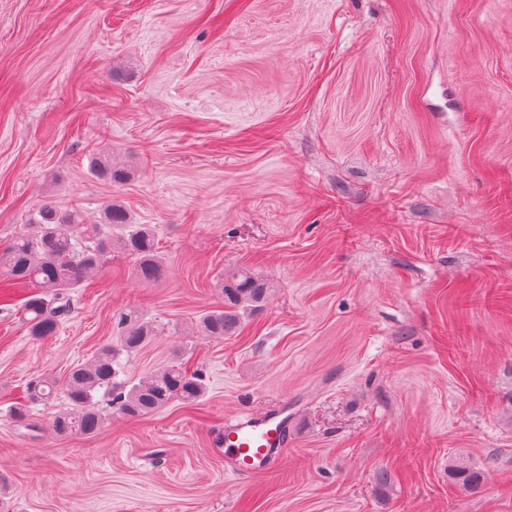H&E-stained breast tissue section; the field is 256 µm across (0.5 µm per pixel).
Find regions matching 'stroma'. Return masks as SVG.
<instances>
[{"instance_id":"1","label":"stroma","mask_w":512,"mask_h":512,"mask_svg":"<svg viewBox=\"0 0 512 512\" xmlns=\"http://www.w3.org/2000/svg\"><path fill=\"white\" fill-rule=\"evenodd\" d=\"M114 197L167 276L111 252L41 339L25 289L0 302V512H512V0H0V241ZM241 265L266 302L200 335ZM124 313L164 328L126 378L182 351L195 404L91 437L54 435L60 399L6 416ZM282 403L281 463L228 472L225 420ZM98 177L109 179L114 183H123L130 178V171L112 158V152L96 157L94 167ZM464 490L477 491L482 488L484 475L481 470L474 469L467 464L458 463L451 466Z\"/></svg>"}]
</instances>
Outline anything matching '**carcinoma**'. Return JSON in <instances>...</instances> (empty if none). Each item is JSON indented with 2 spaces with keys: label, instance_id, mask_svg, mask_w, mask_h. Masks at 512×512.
Here are the masks:
<instances>
[{
  "label": "carcinoma",
  "instance_id": "1",
  "mask_svg": "<svg viewBox=\"0 0 512 512\" xmlns=\"http://www.w3.org/2000/svg\"><path fill=\"white\" fill-rule=\"evenodd\" d=\"M95 174L114 183L130 178V171L112 158L96 157ZM31 229L12 237L0 247V270L7 287L33 288L21 306L22 321L29 335L51 336L71 312L72 290L89 280L102 267L104 255L118 249L134 261L140 277L150 283L162 280L165 267L159 254V239L149 224H136L127 207L118 200L103 206V220L86 224L77 210H66L47 202L30 220ZM224 307L210 310L199 319L197 329L205 336L222 339L235 335L245 318L262 307L270 283L251 269L241 267L224 275L219 285ZM149 321L132 324L122 346L133 352L158 335ZM115 350L102 346L91 358L71 369L62 384L40 379L26 386L31 400H45L62 393L68 408L55 414L52 429L60 437L92 436L102 427L103 414L97 396L109 397L110 405L126 418L154 413L173 400L192 403L204 391L203 376L181 363L167 365L139 378L119 382ZM463 489L477 491L483 472L464 463L451 466Z\"/></svg>",
  "mask_w": 512,
  "mask_h": 512
}]
</instances>
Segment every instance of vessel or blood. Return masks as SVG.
<instances>
[{
    "label": "vessel or blood",
    "mask_w": 512,
    "mask_h": 512,
    "mask_svg": "<svg viewBox=\"0 0 512 512\" xmlns=\"http://www.w3.org/2000/svg\"><path fill=\"white\" fill-rule=\"evenodd\" d=\"M288 442V417L283 407L225 422L221 444L224 461L241 478L276 467Z\"/></svg>",
    "instance_id": "b4317fda"
}]
</instances>
